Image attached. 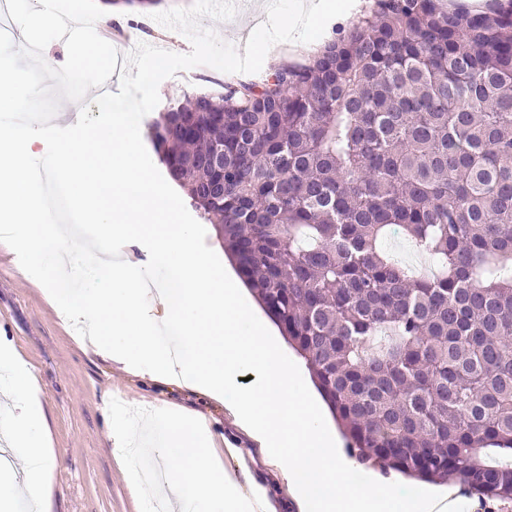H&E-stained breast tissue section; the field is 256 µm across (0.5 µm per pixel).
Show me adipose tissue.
<instances>
[{"label":"adipose tissue","mask_w":512,"mask_h":512,"mask_svg":"<svg viewBox=\"0 0 512 512\" xmlns=\"http://www.w3.org/2000/svg\"><path fill=\"white\" fill-rule=\"evenodd\" d=\"M0 367L12 375V394L22 403L19 416L0 423L17 456L25 463L29 482L17 488L0 474V512H15L19 496H27L33 507L47 501L42 475L47 455L43 447L45 422L37 394L29 382L28 370L8 343L0 344ZM169 476L168 488L181 512H265L264 486L252 484L249 494H241L234 475L212 443L211 424L198 413L180 411L166 436L154 447Z\"/></svg>","instance_id":"adipose-tissue-1"}]
</instances>
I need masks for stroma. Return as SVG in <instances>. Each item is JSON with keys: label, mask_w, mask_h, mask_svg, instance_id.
<instances>
[{"label": "stroma", "mask_w": 512, "mask_h": 512, "mask_svg": "<svg viewBox=\"0 0 512 512\" xmlns=\"http://www.w3.org/2000/svg\"><path fill=\"white\" fill-rule=\"evenodd\" d=\"M142 12L120 16L112 44L127 54L145 42L175 53L191 50L182 34L152 24L150 33L138 29ZM267 19L265 0H240L228 21L203 19L204 27L244 49L253 30ZM237 73L197 66L163 80L158 111L185 95H219L240 81ZM0 336L6 337L25 361L38 389L47 424L44 441L50 462L44 481L50 493L48 512H146L144 497L127 483L125 465L113 454L107 429V404L137 407L150 402L161 410L184 409L206 416L215 435L243 452L244 479L264 485L268 512H300L275 462L265 448L239 429L222 404L184 386H165L128 372L120 364L81 347L73 333L57 319L44 287L25 278L14 256L0 258Z\"/></svg>", "instance_id": "obj_1"}]
</instances>
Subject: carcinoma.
I'll list each match as a JSON object with an SVG mask.
<instances>
[{"mask_svg": "<svg viewBox=\"0 0 512 512\" xmlns=\"http://www.w3.org/2000/svg\"><path fill=\"white\" fill-rule=\"evenodd\" d=\"M391 0L151 138L350 452L512 501V0ZM394 228L434 263L381 247Z\"/></svg>", "mask_w": 512, "mask_h": 512, "instance_id": "1", "label": "carcinoma"}]
</instances>
